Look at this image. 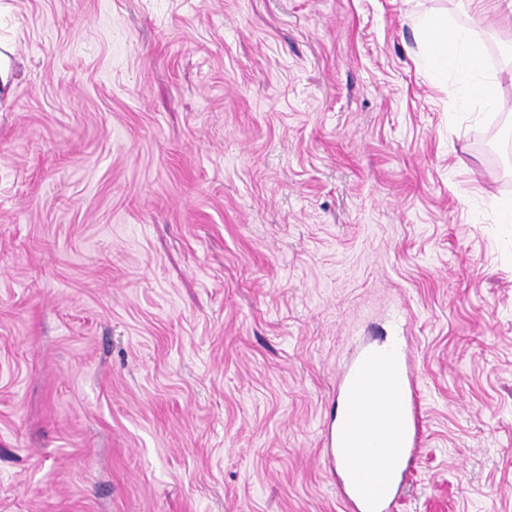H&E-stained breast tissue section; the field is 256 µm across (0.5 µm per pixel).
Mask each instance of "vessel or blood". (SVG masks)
<instances>
[{
  "instance_id": "obj_1",
  "label": "vessel or blood",
  "mask_w": 512,
  "mask_h": 512,
  "mask_svg": "<svg viewBox=\"0 0 512 512\" xmlns=\"http://www.w3.org/2000/svg\"><path fill=\"white\" fill-rule=\"evenodd\" d=\"M398 385L405 397V409L396 420V428L406 442L398 467L383 466L374 482L364 488H355L345 482H337V492L347 512H385L387 504L400 494L413 454L412 447L421 437L420 403L417 398V376L413 363L406 351H398ZM383 357L372 348L359 351L355 360L345 372L342 393L346 401L358 403L367 383L379 377ZM384 409L382 402H374L368 415L351 413L345 422L330 431L326 437V454L334 469L346 471L360 468L380 455L378 441L369 436L365 428L366 416H377Z\"/></svg>"
}]
</instances>
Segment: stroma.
<instances>
[{"label":"stroma","instance_id":"stroma-1","mask_svg":"<svg viewBox=\"0 0 512 512\" xmlns=\"http://www.w3.org/2000/svg\"><path fill=\"white\" fill-rule=\"evenodd\" d=\"M478 42L496 109L409 15ZM0 512H345L342 375L396 337L393 512H512V11L0 0ZM398 385L405 397L403 414L396 419V429L404 435V448L400 465L395 469L388 464L381 467L374 482L365 488H354L346 484L338 472L360 468L381 454L379 442L368 435L364 421L368 417H377L385 405L376 401L368 415L352 412L341 426L331 428L326 436V454L338 475L337 492L344 502L346 510L352 512H386L387 504L400 494L408 472L414 448L421 437L420 403L417 398V376L409 354L399 349ZM359 441L360 446H350L349 442ZM413 447H409V445Z\"/></svg>","mask_w":512,"mask_h":512}]
</instances>
